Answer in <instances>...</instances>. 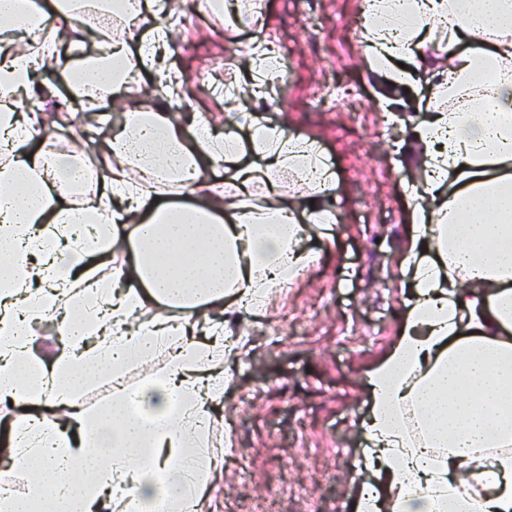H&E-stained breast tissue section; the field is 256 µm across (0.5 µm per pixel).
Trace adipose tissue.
<instances>
[{
    "instance_id": "adipose-tissue-1",
    "label": "adipose tissue",
    "mask_w": 512,
    "mask_h": 512,
    "mask_svg": "<svg viewBox=\"0 0 512 512\" xmlns=\"http://www.w3.org/2000/svg\"><path fill=\"white\" fill-rule=\"evenodd\" d=\"M364 4L366 55L378 70L414 56L435 31L448 69L429 85L430 113L413 129L422 152L411 296L397 341L366 375L372 480L354 512H512V0ZM130 10L153 15V44L135 56L116 41L101 56L79 47L68 0L48 13L32 0H0V29L48 32L37 52L0 47V260L15 282L0 288V405L12 404L8 434L34 469L25 494L0 498V512H154L161 498L170 512H204L211 467L200 451L224 395V361L236 353L213 313L229 298L261 311L314 263L310 225L336 221L324 204L335 173L318 141L285 136L251 112L252 166L239 164L232 137L201 126L185 133L170 112L126 113L101 147L114 163L100 191L61 205L62 187L82 182L79 157L53 150L55 126L33 139L18 103L32 72L61 55L75 111L118 98L131 72L154 66L176 16L171 0ZM475 89L472 111H449ZM219 168L224 189L200 195ZM283 172L304 193L278 191ZM172 186L193 204L168 201ZM105 213L111 223H100ZM126 246L132 259L114 263ZM49 312L66 341L51 358L35 352L30 332ZM163 350V370L125 384L129 367ZM103 379L112 407L95 416L81 391Z\"/></svg>"
}]
</instances>
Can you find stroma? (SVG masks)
Instances as JSON below:
<instances>
[{
	"label": "stroma",
	"instance_id": "35a3bbf8",
	"mask_svg": "<svg viewBox=\"0 0 512 512\" xmlns=\"http://www.w3.org/2000/svg\"><path fill=\"white\" fill-rule=\"evenodd\" d=\"M363 8V0H265L260 26L190 8L161 56L183 82V126L206 117L245 148L248 125L226 126V113H257L269 126L317 139L336 173L327 202L337 221L313 227L306 242L315 264L271 294L261 313H226L239 353L224 366L231 382L202 449L217 463L204 491L208 512H351L359 491L353 475L363 472L367 452L358 429L370 403L366 373L404 323L409 191L421 152L412 128L426 115L427 82L444 69L447 52L431 37L405 63L413 83H391L372 72L363 41L338 30L340 19L354 20ZM258 42L286 55L287 80L270 86L267 99L237 97L251 78L247 50ZM41 79L59 88L40 101L62 116L57 149H84L85 126L65 102L61 65H48ZM343 86L353 99L336 100ZM319 90L328 103L318 102Z\"/></svg>",
	"mask_w": 512,
	"mask_h": 512
}]
</instances>
